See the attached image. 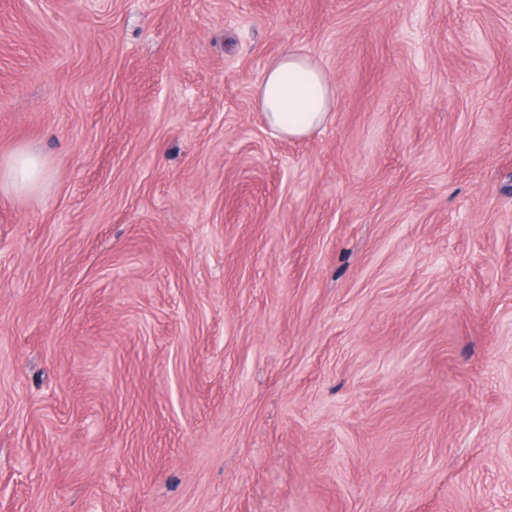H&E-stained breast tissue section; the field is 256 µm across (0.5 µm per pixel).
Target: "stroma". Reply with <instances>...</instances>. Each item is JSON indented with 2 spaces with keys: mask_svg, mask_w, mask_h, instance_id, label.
Returning <instances> with one entry per match:
<instances>
[{
  "mask_svg": "<svg viewBox=\"0 0 512 512\" xmlns=\"http://www.w3.org/2000/svg\"><path fill=\"white\" fill-rule=\"evenodd\" d=\"M23 147L0 512H512V0H0ZM334 98L326 72L310 57L288 52L266 69L256 103L271 127L298 138L325 125ZM47 173L42 157L29 148H23L5 160H0V190L21 192L32 189Z\"/></svg>",
  "mask_w": 512,
  "mask_h": 512,
  "instance_id": "stroma-1",
  "label": "stroma"
}]
</instances>
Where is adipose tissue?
I'll list each match as a JSON object with an SVG mask.
<instances>
[{
  "instance_id": "1",
  "label": "adipose tissue",
  "mask_w": 512,
  "mask_h": 512,
  "mask_svg": "<svg viewBox=\"0 0 512 512\" xmlns=\"http://www.w3.org/2000/svg\"><path fill=\"white\" fill-rule=\"evenodd\" d=\"M335 91L326 72L310 57L289 52L265 71L256 103L267 123L281 135L298 138L312 134L328 121ZM47 173L42 157L23 148L0 160V188L32 189Z\"/></svg>"
}]
</instances>
